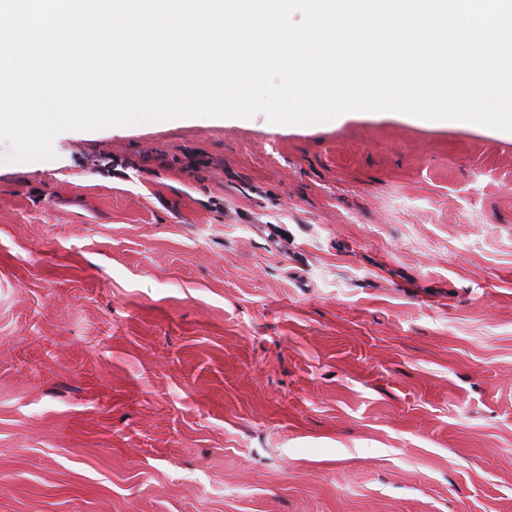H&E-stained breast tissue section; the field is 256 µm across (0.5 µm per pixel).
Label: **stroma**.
<instances>
[{
	"label": "stroma",
	"mask_w": 512,
	"mask_h": 512,
	"mask_svg": "<svg viewBox=\"0 0 512 512\" xmlns=\"http://www.w3.org/2000/svg\"><path fill=\"white\" fill-rule=\"evenodd\" d=\"M54 148L0 161V512H512V136Z\"/></svg>",
	"instance_id": "35a3bbf8"
}]
</instances>
